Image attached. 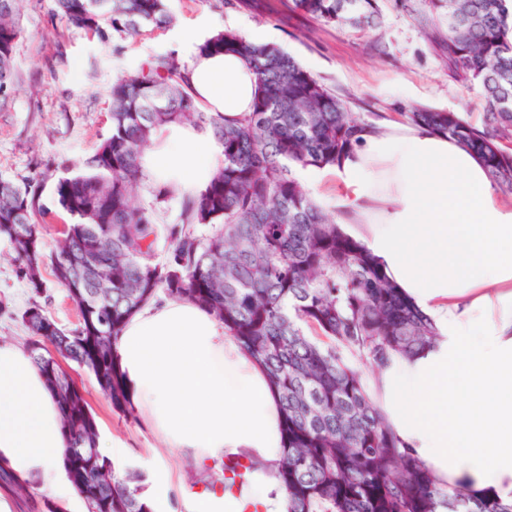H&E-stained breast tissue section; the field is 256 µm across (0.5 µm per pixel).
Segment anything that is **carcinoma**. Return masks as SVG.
Listing matches in <instances>:
<instances>
[{
  "mask_svg": "<svg viewBox=\"0 0 512 512\" xmlns=\"http://www.w3.org/2000/svg\"><path fill=\"white\" fill-rule=\"evenodd\" d=\"M20 0H0V97L13 86L21 30ZM67 26L101 38L165 30L176 18L165 0H50ZM438 17L449 71L478 87L482 127L434 108L407 113L410 123L474 151L492 182L512 193V0H446ZM257 14L273 0H237ZM286 7L324 25H368L378 0H288ZM239 54L259 75L253 111L238 124L203 110L187 90L184 65L156 56L109 88L111 128L88 158L65 167L54 194L69 229L47 247L46 212L29 182L0 180V238L9 241L20 277L36 294L50 268L79 312L66 330L35 303L22 320L27 347L60 407L69 468L87 512H151L143 474L115 481L95 451L98 426L75 383H63L43 348L50 340L66 363L90 371L112 408L135 417L114 341L157 292L191 301L224 323L275 388L284 455L278 477L286 512H512V500L480 497L462 482L437 477L400 437L379 400L382 372L440 337L425 314L365 245L348 236L294 175L297 167L339 163L371 125L292 56L231 31L203 44ZM170 125L207 132L224 162L200 190L156 186L142 169L144 151ZM151 201L138 204V189ZM180 203V223L159 224L158 209ZM169 243L158 260L157 242ZM0 491L20 499L29 485L0 467Z\"/></svg>",
  "mask_w": 512,
  "mask_h": 512,
  "instance_id": "cac0c4a2",
  "label": "carcinoma"
}]
</instances>
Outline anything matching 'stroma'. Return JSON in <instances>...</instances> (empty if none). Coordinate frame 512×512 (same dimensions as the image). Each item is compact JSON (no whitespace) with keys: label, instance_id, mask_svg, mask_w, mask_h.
Instances as JSON below:
<instances>
[{"label":"stroma","instance_id":"1","mask_svg":"<svg viewBox=\"0 0 512 512\" xmlns=\"http://www.w3.org/2000/svg\"><path fill=\"white\" fill-rule=\"evenodd\" d=\"M167 5L177 18L174 27L103 42L67 27L52 14L50 0H24L15 84L0 101V178L39 183L42 204L55 208L62 160L91 155L108 133L112 82L158 55L173 53L186 61V51L175 48L186 31L203 36L223 28L245 36L272 31L275 46L345 97L351 112L372 125L404 122L407 112L420 107L459 113L476 126L484 120L486 105L477 87L449 72L440 41L427 35L424 19L438 15L433 0H379L378 18L364 27L325 26L286 10L261 17L232 4L217 8L208 0H168ZM44 283L38 294L28 288L16 272L8 241L0 238V337L26 344L21 316L35 302L62 328L78 325V310L52 272H45ZM73 379L100 432L135 451L133 467L145 478L157 468L168 469L181 490L173 508L189 512L196 465L159 452L160 442L142 418L114 411L88 370H79Z\"/></svg>","mask_w":512,"mask_h":512}]
</instances>
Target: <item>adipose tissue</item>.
<instances>
[{
  "mask_svg": "<svg viewBox=\"0 0 512 512\" xmlns=\"http://www.w3.org/2000/svg\"><path fill=\"white\" fill-rule=\"evenodd\" d=\"M184 77L198 104L236 122L260 91L237 54L201 51L194 35ZM224 159L208 134L162 129L141 159L164 185L198 189ZM346 221L386 274L432 316L441 341L395 362L384 401L403 440L440 478L512 496V200L455 140L392 123L365 132L330 170ZM115 352L131 401L165 448L201 462L244 454L259 466L243 498L286 512L277 393L263 367L189 301L152 300L123 327ZM60 412L28 350L0 341V462L66 503L80 498L65 462Z\"/></svg>",
  "mask_w": 512,
  "mask_h": 512,
  "instance_id": "adipose-tissue-1",
  "label": "adipose tissue"
}]
</instances>
